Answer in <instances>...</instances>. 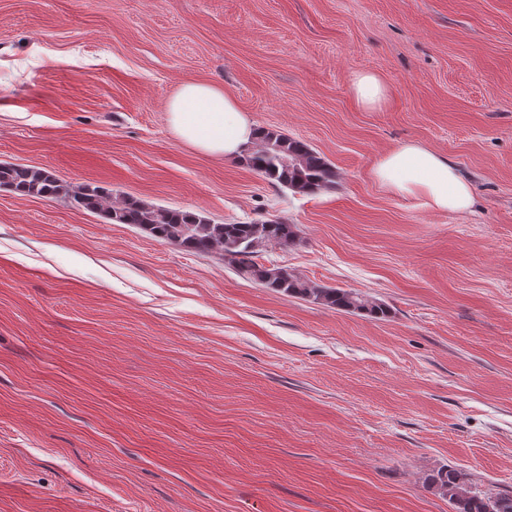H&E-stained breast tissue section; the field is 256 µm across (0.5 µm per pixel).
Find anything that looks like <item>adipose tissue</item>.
I'll use <instances>...</instances> for the list:
<instances>
[{
	"label": "adipose tissue",
	"mask_w": 512,
	"mask_h": 512,
	"mask_svg": "<svg viewBox=\"0 0 512 512\" xmlns=\"http://www.w3.org/2000/svg\"><path fill=\"white\" fill-rule=\"evenodd\" d=\"M167 120L184 142L212 155L239 156L258 135L252 117L239 109L224 88L186 82L166 104ZM370 175L386 190L421 200L444 213L470 211V184L441 154L416 142H405L375 160Z\"/></svg>",
	"instance_id": "adipose-tissue-1"
}]
</instances>
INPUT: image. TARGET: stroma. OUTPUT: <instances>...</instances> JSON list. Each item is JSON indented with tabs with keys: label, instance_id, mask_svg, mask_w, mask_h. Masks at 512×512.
Wrapping results in <instances>:
<instances>
[{
	"label": "stroma",
	"instance_id": "35a3bbf8",
	"mask_svg": "<svg viewBox=\"0 0 512 512\" xmlns=\"http://www.w3.org/2000/svg\"><path fill=\"white\" fill-rule=\"evenodd\" d=\"M359 71L386 105L355 104ZM188 81L335 184L295 195L177 138ZM406 141L457 166L471 211L370 179ZM0 164L298 225L262 264L391 310L0 187V512H453L424 485L442 467L512 495V0H0ZM349 89L356 104L365 109L382 107L389 95V88L373 72L355 73L351 78Z\"/></svg>",
	"mask_w": 512,
	"mask_h": 512
}]
</instances>
